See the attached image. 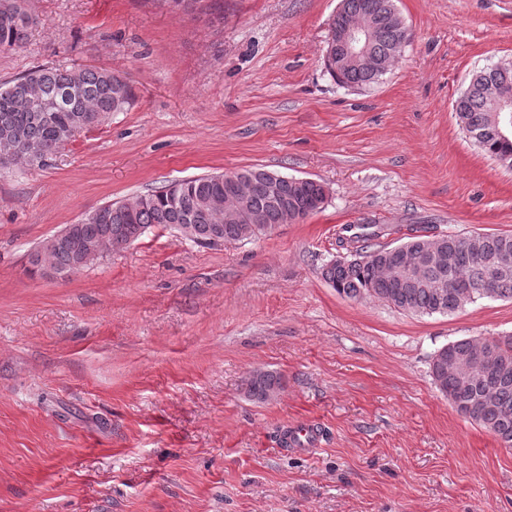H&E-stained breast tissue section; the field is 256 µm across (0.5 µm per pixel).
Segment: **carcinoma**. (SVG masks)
<instances>
[{
	"label": "carcinoma",
	"mask_w": 512,
	"mask_h": 512,
	"mask_svg": "<svg viewBox=\"0 0 512 512\" xmlns=\"http://www.w3.org/2000/svg\"><path fill=\"white\" fill-rule=\"evenodd\" d=\"M26 0H0V49L25 46L30 31L41 21L26 6ZM343 7L332 24L344 26L373 20L369 51L388 67L401 53L405 34L390 20L394 0H342ZM326 71L342 87L363 90L377 83L378 74L362 65L335 68L324 63ZM487 80L475 75L468 89L456 100L460 125L490 159L512 154V131L498 133L491 124L493 101ZM133 86L126 77L108 69L73 65L38 67L22 77L0 83V150L7 151L1 167L40 168L49 158L100 124L114 112H124L135 101ZM58 102L44 112L39 104ZM255 186L247 206L235 222L222 224L219 240H214L206 200L224 195V176L203 175L140 195L134 211L125 203L108 202L75 224V236L87 241L134 243L144 230L154 226L173 228L191 224L193 243L214 247L241 241L243 226L257 224L260 234L283 222L284 213L305 219L301 202L313 200L322 192L317 180L298 183L281 181L278 193L263 188L271 172L264 169L241 171ZM360 248L352 258L335 261L322 269V276L341 295L356 301L375 299L417 315L452 314L479 299H512V263L494 270L507 256L512 259V234L474 233L439 238L445 263L434 264L423 257L429 243L414 236L394 247L372 248L355 236ZM51 248L50 258L60 275L87 267L66 243L40 244L29 257L26 272L43 275L40 252ZM413 259L406 275L398 277L394 268L404 257ZM466 360L472 374L461 378L457 362ZM431 375L440 392L461 415L491 432L503 447L512 449V336L491 344L463 339L442 347L433 357ZM281 388V378L271 371L256 372L247 380V395L265 402Z\"/></svg>",
	"instance_id": "obj_1"
}]
</instances>
